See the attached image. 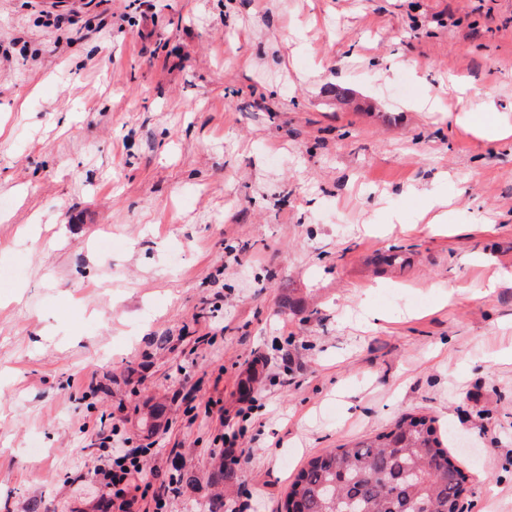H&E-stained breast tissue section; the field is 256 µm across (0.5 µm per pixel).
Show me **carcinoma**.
I'll return each instance as SVG.
<instances>
[{
  "mask_svg": "<svg viewBox=\"0 0 512 512\" xmlns=\"http://www.w3.org/2000/svg\"><path fill=\"white\" fill-rule=\"evenodd\" d=\"M434 423L403 416L371 438L310 459L295 475L282 512H462L466 476ZM210 479L220 490L207 512H229L224 488L236 484L237 471L223 456Z\"/></svg>",
  "mask_w": 512,
  "mask_h": 512,
  "instance_id": "1",
  "label": "carcinoma"
}]
</instances>
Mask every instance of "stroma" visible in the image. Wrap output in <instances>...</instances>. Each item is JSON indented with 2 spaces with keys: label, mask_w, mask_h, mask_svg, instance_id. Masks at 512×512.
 <instances>
[{
  "label": "stroma",
  "mask_w": 512,
  "mask_h": 512,
  "mask_svg": "<svg viewBox=\"0 0 512 512\" xmlns=\"http://www.w3.org/2000/svg\"><path fill=\"white\" fill-rule=\"evenodd\" d=\"M465 113L512 127V0H0V512H100L115 425L132 512H205L246 380L252 512L406 414L512 512V143ZM148 446L137 448H112L110 451L111 458L108 459L107 465L101 468L100 473L103 475V481L99 488L102 498L116 495L117 498L125 496L123 488L116 489L120 485H126L131 479L141 472L142 458L150 453ZM107 467V468H106ZM114 489L115 493H114Z\"/></svg>",
  "instance_id": "1"
}]
</instances>
